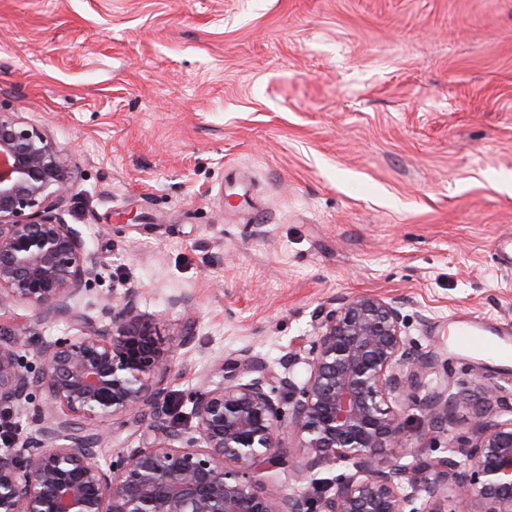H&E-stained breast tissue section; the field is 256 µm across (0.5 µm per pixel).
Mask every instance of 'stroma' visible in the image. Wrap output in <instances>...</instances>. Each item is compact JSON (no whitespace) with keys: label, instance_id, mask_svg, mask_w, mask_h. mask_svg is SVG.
Masks as SVG:
<instances>
[{"label":"stroma","instance_id":"35a3bbf8","mask_svg":"<svg viewBox=\"0 0 512 512\" xmlns=\"http://www.w3.org/2000/svg\"><path fill=\"white\" fill-rule=\"evenodd\" d=\"M0 111L74 170L57 210L98 279L92 318L133 288L168 363L169 421L221 363L279 369L336 299L401 302L406 334L448 367L407 392L409 463L463 444L512 362L464 350L466 315L512 332V0H0ZM186 305L175 307L172 297ZM23 371L73 336L15 304ZM189 345H182L184 332ZM467 400L447 431L422 404ZM464 383H460L458 390L452 392L450 385L446 389L433 392L422 404L425 412L427 426L431 429L444 430L451 423L453 411L465 395Z\"/></svg>","mask_w":512,"mask_h":512}]
</instances>
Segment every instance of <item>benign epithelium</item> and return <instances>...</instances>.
Here are the masks:
<instances>
[{
  "label": "benign epithelium",
  "instance_id": "obj_1",
  "mask_svg": "<svg viewBox=\"0 0 512 512\" xmlns=\"http://www.w3.org/2000/svg\"><path fill=\"white\" fill-rule=\"evenodd\" d=\"M73 182L44 133L0 112V310L21 302L40 322L80 325L41 345L32 379L0 343V406H25L34 388L44 394L38 445L21 456L0 451V512H512V393L496 381L483 384L472 437L452 455L403 463L408 434L393 404L438 359L409 342L401 303L375 295L320 310L307 348L289 354L280 375L259 360L222 365L224 383L190 395L199 439L177 445L166 424L168 354L137 292L103 305L107 325L73 304L97 275L79 232L53 215ZM301 362L308 376L299 385L292 369ZM464 395L463 385L429 395L428 427L447 428ZM144 407L149 444L101 464L106 424ZM286 438L304 449L303 472L340 463L353 471L268 493L262 473L289 462Z\"/></svg>",
  "mask_w": 512,
  "mask_h": 512
}]
</instances>
